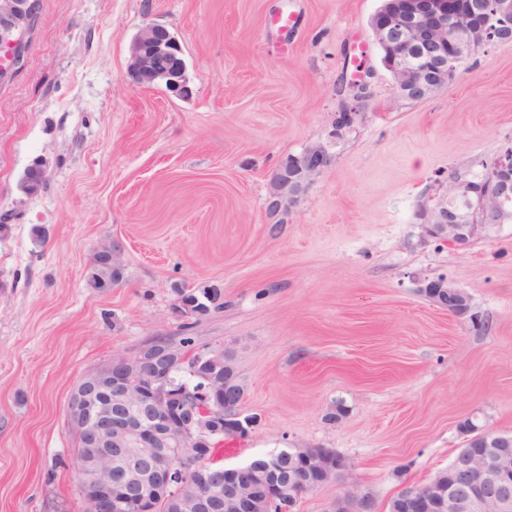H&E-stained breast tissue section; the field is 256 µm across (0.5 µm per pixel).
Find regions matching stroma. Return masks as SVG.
<instances>
[{
	"label": "stroma",
	"mask_w": 512,
	"mask_h": 512,
	"mask_svg": "<svg viewBox=\"0 0 512 512\" xmlns=\"http://www.w3.org/2000/svg\"><path fill=\"white\" fill-rule=\"evenodd\" d=\"M381 3L39 0L23 62L0 80V512H82L70 392L85 370L178 336L180 287L223 293L196 342L234 353L240 412L258 418L217 450L224 465L329 448L388 512L463 448L464 419L512 433V224L451 248L415 218L449 169L512 141V42L401 99L369 27ZM149 22L179 39L188 96L129 77ZM359 43L366 122L292 207L271 209L280 164L328 140ZM110 243L123 279L101 293L88 277ZM439 274L469 294L466 316L423 294Z\"/></svg>",
	"instance_id": "35a3bbf8"
}]
</instances>
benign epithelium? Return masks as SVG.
<instances>
[{
	"label": "benign epithelium",
	"mask_w": 512,
	"mask_h": 512,
	"mask_svg": "<svg viewBox=\"0 0 512 512\" xmlns=\"http://www.w3.org/2000/svg\"><path fill=\"white\" fill-rule=\"evenodd\" d=\"M38 0H0V80L22 60L26 35L34 24ZM375 42L383 50L399 98L421 100L453 82L464 57L484 43L512 36V0H384L370 18ZM128 74L134 83L157 84L177 96L189 94L186 62L176 37L156 23L144 25L130 47ZM353 103L338 115L330 140L308 147L292 162L283 163L273 176L277 195L272 207L294 204L311 178L328 168L335 154L331 147L351 136L367 117L366 85L351 84ZM45 177L36 165L26 177L28 194L37 193ZM512 195V144L502 147L486 161L481 176L469 179V169L454 167L448 180L421 201L416 219L424 236L451 247H467L503 223L504 199ZM465 197L472 210L463 221L448 218V199ZM425 295L455 315H464L466 293L437 277L427 282ZM191 352L172 338H151L130 357L113 358L85 371L73 387L67 405V426L74 440L72 468L87 512H103L99 504L108 500L114 512H122L127 500L122 486L127 476L112 475V453L104 445L135 442L138 458H153L157 499L141 497L138 512H155L156 504L167 512H211L219 500L211 487L212 460L207 446L224 437H240L245 428L240 402L213 406L210 395L224 391L220 380L199 394L177 390L171 384L170 364L186 362ZM464 448L452 462L457 479L448 489L427 483L401 492L406 512L424 505L437 512H512V462L506 457L489 459L497 437L473 419L462 421ZM189 466L194 486L184 497L183 484L173 480L178 463ZM349 470L341 460L315 485L283 498L284 512H292L298 500L319 487L336 483ZM330 512H374L372 494L355 486L336 497Z\"/></svg>",
	"instance_id": "benign-epithelium-1"
}]
</instances>
